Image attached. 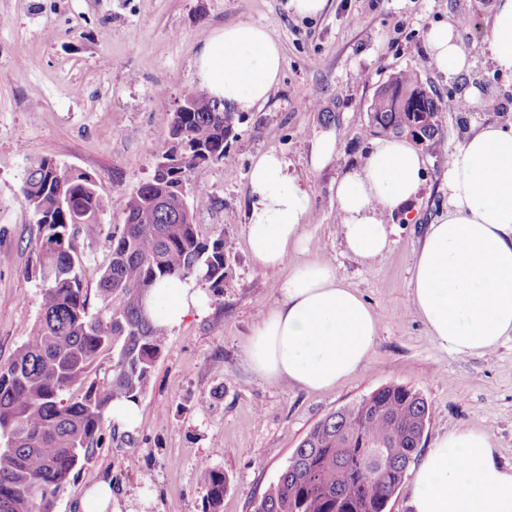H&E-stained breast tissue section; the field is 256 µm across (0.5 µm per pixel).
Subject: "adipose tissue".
<instances>
[{"label": "adipose tissue", "mask_w": 512, "mask_h": 512, "mask_svg": "<svg viewBox=\"0 0 512 512\" xmlns=\"http://www.w3.org/2000/svg\"><path fill=\"white\" fill-rule=\"evenodd\" d=\"M432 65L449 75L467 67L452 28L434 27ZM488 49L494 68L512 77V0H497ZM279 44L260 26L227 25L201 42L196 77L212 97L246 113L278 83ZM422 154L403 140L374 141L365 162L336 183L341 233L355 257L373 260L390 247L388 219L416 199ZM275 153L260 156L248 175V246L262 266L300 250L310 222L308 191ZM448 211L428 225L415 257L412 304L436 345L457 356L493 353L512 340V129L488 124L452 153L444 175ZM208 297L194 279L160 281L145 313L165 328L202 313ZM378 314L326 262L295 269L281 299L254 330L246 360L258 375L310 392L336 387L365 369L378 336ZM411 512H512V468L501 466L487 434L464 429L434 442L421 459Z\"/></svg>", "instance_id": "ef3b65f1"}]
</instances>
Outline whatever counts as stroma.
Wrapping results in <instances>:
<instances>
[{"mask_svg":"<svg viewBox=\"0 0 512 512\" xmlns=\"http://www.w3.org/2000/svg\"><path fill=\"white\" fill-rule=\"evenodd\" d=\"M495 0H328L313 17L289 0H0V362L32 336L42 286L35 273L39 226L21 202L28 170L50 157L92 175L103 207L74 238L89 310L113 232L130 195L152 178L183 92L197 85L194 59L213 29L262 26L283 54L266 102L242 115L235 138L188 201L202 238L224 237L228 278L206 310L168 332L146 391L140 426L103 424L93 459L71 475L54 512H79L90 486L112 485L114 512L147 501L146 512H202L198 464L229 478L223 512H254L306 434L339 409L386 385H402L428 405L421 450L459 429L486 433L496 460L512 467V340L482 357L439 349L411 301L409 280L427 224L448 210L444 173L456 146L478 127H512V78L493 67L488 39ZM453 27L469 57L446 76L430 60L426 34ZM416 73L441 98L469 96L465 112H443L444 139L423 149L417 199L395 217L398 230L379 259L345 250L336 218L337 180L362 164L375 138L368 110L395 74ZM332 133L336 154L314 167L315 136ZM278 153L307 188L313 211L305 249L273 268L247 244L248 172ZM332 263L380 317L368 367L335 388L309 392L254 373L246 347L280 286L301 263Z\"/></svg>","mask_w":512,"mask_h":512,"instance_id":"obj_1","label":"stroma"}]
</instances>
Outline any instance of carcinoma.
I'll return each mask as SVG.
<instances>
[{
	"label": "carcinoma",
	"mask_w": 512,
	"mask_h": 512,
	"mask_svg": "<svg viewBox=\"0 0 512 512\" xmlns=\"http://www.w3.org/2000/svg\"><path fill=\"white\" fill-rule=\"evenodd\" d=\"M183 97L194 101V110L177 113L172 125L183 133L184 157L168 178L154 176L129 197L99 280L96 315L76 271L81 259L72 229L97 221L98 186L48 157L28 172L21 194L41 230L35 250L43 300L35 334L0 363V512H54L73 471L100 447L110 403L136 401L145 392L166 336L143 313L157 282L194 276L216 292L224 288V236H200L180 191L224 156L239 115L199 91ZM370 111L377 133L400 136L419 113L438 115L443 106L417 74L404 71L379 89ZM106 355L111 375L102 383L97 371ZM428 415L420 393L400 385L380 387L328 415L301 441L255 512H387ZM198 478L204 512H220L228 478L205 461Z\"/></svg>",
	"instance_id": "1"
}]
</instances>
